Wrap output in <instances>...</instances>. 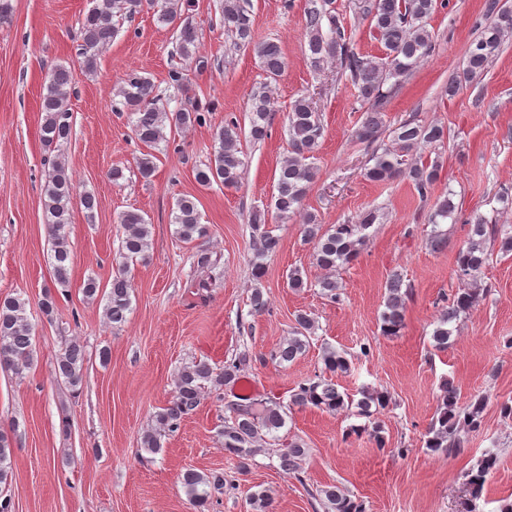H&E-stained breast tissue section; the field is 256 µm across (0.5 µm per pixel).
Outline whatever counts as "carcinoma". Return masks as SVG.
<instances>
[{"label":"carcinoma","mask_w":512,"mask_h":512,"mask_svg":"<svg viewBox=\"0 0 512 512\" xmlns=\"http://www.w3.org/2000/svg\"><path fill=\"white\" fill-rule=\"evenodd\" d=\"M191 0H97L82 22L81 63L85 71L94 74L98 67L100 52L112 43L119 32L118 18L140 13L144 10L156 15L160 24H173L181 17L182 6ZM331 0H307L305 16L306 52L310 67L322 70L325 63L334 61L342 73L359 89L360 96L372 102V109L359 127L356 137L370 151L371 165L364 176L373 182H384L402 177L411 185L420 200L431 195L438 180L439 162L424 163L408 158L413 151H424L444 143L446 130L438 124H421L415 116L399 121L391 128L394 145L383 142L384 113L382 108L391 88L390 79L412 72L429 55L433 47V33L428 20L438 8V0H364L361 13L369 19L370 26L382 45L384 57L379 61L367 58L357 49L352 32L336 21L329 6ZM222 18L224 29L234 35L236 45L252 49L258 57L266 78L280 77L287 61L279 42L253 39V20L248 0H223ZM512 36V5L501 0H489L479 23L478 35L469 43L461 68L448 80V96H453L460 86L472 82L488 68L500 51L504 41ZM176 48L183 59L196 56L198 32L195 26L186 23L176 34ZM71 90V74L64 67L53 69L48 76L47 91L41 98L40 111L44 113L41 139L45 146L56 147L68 141L72 133V113L67 108ZM118 112L129 114L133 135L149 148L156 149L166 141L168 126L183 128L205 126L211 122L210 111L197 105H182L168 110L158 105L151 79L136 71L126 74L119 87ZM249 130L242 129L233 117L225 120L215 133L213 158L203 168L196 170V181L202 186L214 183L226 188L239 185L242 169L240 141L243 135L254 142L264 140L271 128V98L265 90L252 95L248 112ZM289 151L280 163L277 174L274 209L281 218L294 214L303 206V201L314 183L317 167L314 154L324 136L320 112L313 98L304 94L294 100L287 114ZM156 155L150 151L137 157L135 165L139 176L146 182L155 174ZM45 211L48 233L53 251L55 282L66 287L72 261L71 243L67 227L71 224V204L76 195V184L67 166L60 159L51 163L45 186ZM81 204L88 212L96 207L95 196L86 192L80 196ZM456 206L453 199L445 195L437 199L429 216L432 224L431 246L439 250L446 246V234L438 230L441 223L454 218ZM374 209L362 212L355 221L327 227L317 215L308 212L304 216L302 233L304 240L313 245V261L325 271L317 282L321 295L336 303L341 300L342 283L337 273L340 268L355 261L365 243L367 230L375 224ZM123 235L120 244L122 263L112 277L111 288L106 296L104 316L114 326L126 321L131 309L132 282L129 277L130 264L144 261L149 248V221L138 210H129L119 216ZM177 236L185 242H193L207 235V227L201 223V213L196 199L183 195L176 200L173 218ZM470 235L465 247L459 250L456 276L464 284L452 301L442 306L437 327L433 331L435 349H448L452 334L449 324L457 320L476 301L483 290L480 277L489 264L493 245L499 250L512 252V234L502 235V228L477 215L470 221ZM254 260L252 275L260 280L265 274L262 258L278 246V238L266 229V214L256 210L251 215ZM387 296L382 318V333L394 336L401 329L407 302L412 299L413 287L406 284L400 273L392 272L386 282ZM27 300L20 296L0 298V367L20 374L30 368L35 359L34 326L26 315ZM41 313L46 319L53 318L57 300L50 289H45L39 300ZM316 330L315 320L307 313L295 318V326L273 354L278 363L293 362L304 355L310 347ZM248 351L224 363L218 372L206 362H194L182 368L175 381L174 396L155 415L156 428L146 432L141 444L150 452L162 448V437L176 432L184 418L201 404L205 388L215 391L235 383L251 366ZM325 370L346 371L348 360L327 347L323 353ZM86 364L84 346L72 341L55 356L54 373L64 379L73 390H78L83 381ZM360 398L354 400L339 391L336 384L321 375L300 383L290 394L288 403L254 400L249 403H229L225 406L224 425L219 431L224 453L236 458L237 468L246 472L252 465L255 454L267 441V435L285 425V416L293 408H316L336 412L351 406L353 414L369 419V425L351 428L353 434L372 432L376 447H385L380 435L381 425L377 415L389 404V396L369 387L359 391ZM483 401L468 405L459 404L457 389L448 381L441 386L435 418H433L425 447L437 454H461L465 451L462 433L481 427ZM279 454L280 467L302 480L301 464L307 454L302 442L290 441L282 444ZM14 448L5 431H0V486L8 485L11 478V457ZM496 465V457L488 456L467 474V485L471 496L469 512H477V501L481 499L485 485ZM180 483L195 512L205 508L215 491L224 489V477L204 474L193 469L185 470ZM320 501L325 512H365L363 503L354 499L348 491L330 485L319 490Z\"/></svg>","instance_id":"carcinoma-1"}]
</instances>
